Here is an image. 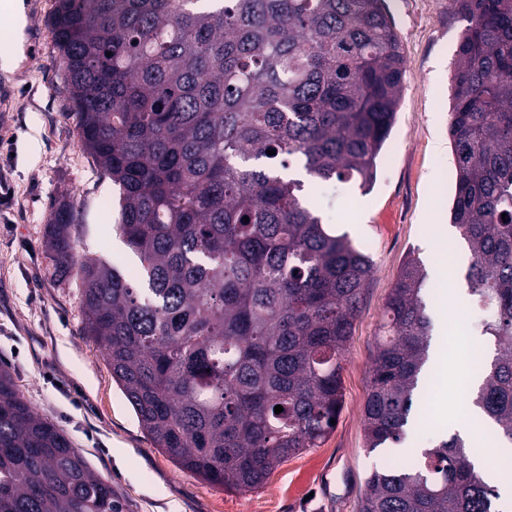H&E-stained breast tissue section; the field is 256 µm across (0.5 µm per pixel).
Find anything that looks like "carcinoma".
<instances>
[{"label":"carcinoma","mask_w":512,"mask_h":512,"mask_svg":"<svg viewBox=\"0 0 512 512\" xmlns=\"http://www.w3.org/2000/svg\"><path fill=\"white\" fill-rule=\"evenodd\" d=\"M453 2L466 25L450 223L473 257L471 296L494 309L482 335L495 353L468 404L512 446V0ZM53 28L81 143L119 187L115 231L139 262L129 275L78 254L62 204L47 230L54 273L80 288L86 336L154 446L227 491L256 489L319 447L342 407L372 261L284 171L374 181L404 74L387 0H57ZM426 278L408 257L385 306L364 407L372 450L401 442L416 404ZM500 499L454 435L372 471L357 512H500ZM0 512H122L2 367Z\"/></svg>","instance_id":"obj_1"}]
</instances>
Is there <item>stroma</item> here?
Listing matches in <instances>:
<instances>
[{
    "label": "stroma",
    "mask_w": 512,
    "mask_h": 512,
    "mask_svg": "<svg viewBox=\"0 0 512 512\" xmlns=\"http://www.w3.org/2000/svg\"><path fill=\"white\" fill-rule=\"evenodd\" d=\"M27 23L15 32L0 17V57L22 47L25 59L0 71V365L42 418L55 425L109 482L123 512H356L367 473L385 462L405 464L417 449L457 434L463 419L457 381L471 345L485 358L495 348L471 327L474 304L465 275V242L448 252L455 165L448 138L449 78L463 27L452 0H387L404 56V89L396 124L372 188L353 182L304 183L308 205L347 234L373 262V273L343 361V407L320 447L288 458L258 490L227 492L181 470L140 427L112 379L104 351L83 333L80 290L58 279L45 247L59 205L74 213L79 252L135 268L136 257L112 232L118 190L81 145L80 116L65 81L52 18L55 0H24ZM426 267L430 316L439 290L448 299L454 340L441 374L427 375L402 441L369 449L364 406L384 305L407 254Z\"/></svg>",
    "instance_id": "stroma-1"
}]
</instances>
